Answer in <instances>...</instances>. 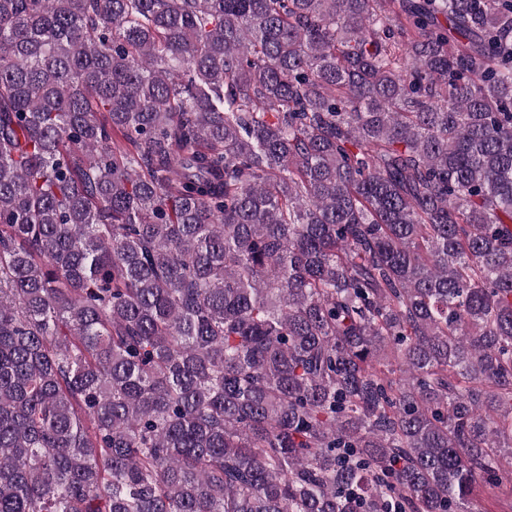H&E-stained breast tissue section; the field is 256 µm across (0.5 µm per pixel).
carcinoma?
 <instances>
[{"label": "carcinoma", "instance_id": "1", "mask_svg": "<svg viewBox=\"0 0 512 512\" xmlns=\"http://www.w3.org/2000/svg\"><path fill=\"white\" fill-rule=\"evenodd\" d=\"M509 470L512 0H0V512Z\"/></svg>", "mask_w": 512, "mask_h": 512}]
</instances>
